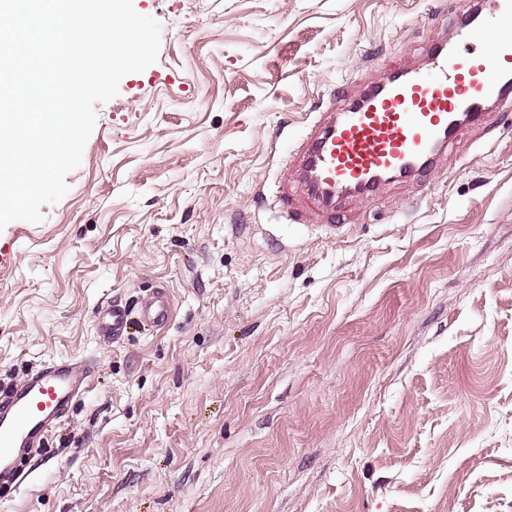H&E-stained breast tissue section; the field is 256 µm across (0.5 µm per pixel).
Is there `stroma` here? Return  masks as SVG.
I'll return each instance as SVG.
<instances>
[{
	"label": "stroma",
	"instance_id": "stroma-1",
	"mask_svg": "<svg viewBox=\"0 0 512 512\" xmlns=\"http://www.w3.org/2000/svg\"><path fill=\"white\" fill-rule=\"evenodd\" d=\"M133 4L157 62L0 230V385L95 364L0 512H512V111L336 234L271 202L333 92L449 32L438 0ZM159 288L164 329L98 336ZM97 323L100 336L118 339L127 326L125 311L119 305H110L101 309Z\"/></svg>",
	"mask_w": 512,
	"mask_h": 512
}]
</instances>
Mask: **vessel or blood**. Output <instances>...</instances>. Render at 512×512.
I'll list each match as a JSON object with an SVG mask.
<instances>
[{"label":"vessel or blood","instance_id":"b4317fda","mask_svg":"<svg viewBox=\"0 0 512 512\" xmlns=\"http://www.w3.org/2000/svg\"><path fill=\"white\" fill-rule=\"evenodd\" d=\"M424 50L422 66L391 67L315 113L287 149L278 202L292 223L333 221L347 203H370L386 186L426 183L463 131L481 135L491 117L512 109V0H476L450 36ZM140 311L145 323L164 326L167 292L154 291ZM126 326L120 306L101 309V336L119 338ZM92 380L90 363L58 359L0 386V488L20 481L26 456L42 450Z\"/></svg>","mask_w":512,"mask_h":512}]
</instances>
